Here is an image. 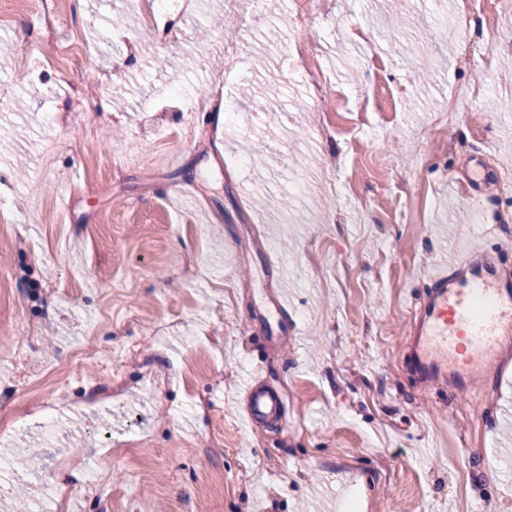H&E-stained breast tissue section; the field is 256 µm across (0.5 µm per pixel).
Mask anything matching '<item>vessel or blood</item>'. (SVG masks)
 Instances as JSON below:
<instances>
[{
	"label": "vessel or blood",
	"instance_id": "vessel-or-blood-1",
	"mask_svg": "<svg viewBox=\"0 0 512 512\" xmlns=\"http://www.w3.org/2000/svg\"><path fill=\"white\" fill-rule=\"evenodd\" d=\"M475 252L452 268L426 277L427 294L409 344L410 366L418 379L449 378L466 389L488 355L512 341V289L480 269ZM245 419L256 426L279 417L284 403L267 390L261 375L244 388Z\"/></svg>",
	"mask_w": 512,
	"mask_h": 512
}]
</instances>
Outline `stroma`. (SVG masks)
<instances>
[{"instance_id":"stroma-1","label":"stroma","mask_w":512,"mask_h":512,"mask_svg":"<svg viewBox=\"0 0 512 512\" xmlns=\"http://www.w3.org/2000/svg\"><path fill=\"white\" fill-rule=\"evenodd\" d=\"M8 3L0 512H512V370L466 395L407 364L430 265L482 246L512 282V8L196 0L159 34L137 0H56L50 40ZM308 41L328 96L290 68ZM88 57L109 80L83 96ZM218 83L235 124L161 109ZM257 369L284 426L244 420ZM489 395L476 433L449 423Z\"/></svg>"}]
</instances>
